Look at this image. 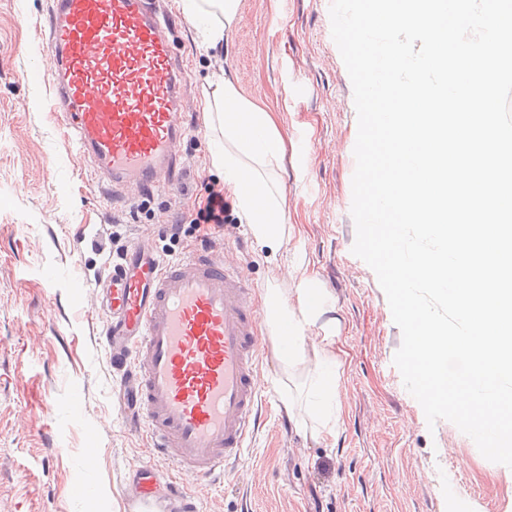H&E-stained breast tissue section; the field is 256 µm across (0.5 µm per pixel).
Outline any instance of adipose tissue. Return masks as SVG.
I'll return each mask as SVG.
<instances>
[{
    "mask_svg": "<svg viewBox=\"0 0 512 512\" xmlns=\"http://www.w3.org/2000/svg\"><path fill=\"white\" fill-rule=\"evenodd\" d=\"M238 6L239 0H183L185 14L197 23L204 43L212 48L228 42ZM207 110L223 133L212 161L224 175L240 223L249 226L259 243L279 247L285 236L279 173L284 168L286 145L272 113L244 97L236 76L229 73ZM295 294V299H288L283 288L274 284L265 290L267 322L280 359L291 368L307 362L313 339L307 336L306 326L323 309L311 279H301ZM309 374L305 415L297 419L296 427L302 432H334L342 413L335 356L327 353L317 358Z\"/></svg>",
    "mask_w": 512,
    "mask_h": 512,
    "instance_id": "obj_1",
    "label": "adipose tissue"
}]
</instances>
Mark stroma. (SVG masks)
I'll use <instances>...</instances> for the list:
<instances>
[{
	"label": "stroma",
	"instance_id": "stroma-1",
	"mask_svg": "<svg viewBox=\"0 0 512 512\" xmlns=\"http://www.w3.org/2000/svg\"><path fill=\"white\" fill-rule=\"evenodd\" d=\"M331 0H240L231 39L206 47L197 27L177 28L192 95L177 186L106 207L38 74L49 0H0V512H134L125 478L149 460L128 431L113 389L119 376L100 339L103 319L87 284L122 245L153 244L161 261L200 248L174 243L178 190L200 196L223 182L206 110L212 77L231 72L246 98L275 112L288 146L280 177L292 230L277 250L248 225L213 229L210 248L239 265L257 292L314 277L332 315L311 319L339 360L343 410L335 435L302 434L288 415V372L270 330L259 367L268 386L255 443L224 483L191 485L198 512H512V468L485 459L453 423L428 427L394 364L402 334L374 271L352 252L353 87L331 35ZM96 449L87 466V449ZM93 492H84L85 483Z\"/></svg>",
	"mask_w": 512,
	"mask_h": 512
}]
</instances>
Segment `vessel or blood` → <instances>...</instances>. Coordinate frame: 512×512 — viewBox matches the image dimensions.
<instances>
[{
	"label": "vessel or blood",
	"mask_w": 512,
	"mask_h": 512,
	"mask_svg": "<svg viewBox=\"0 0 512 512\" xmlns=\"http://www.w3.org/2000/svg\"><path fill=\"white\" fill-rule=\"evenodd\" d=\"M172 32L156 0H50L47 106L107 201L175 179L189 84ZM93 294L128 396L124 423L175 464L171 476L138 466L124 494L148 512H197L186 483L225 474L257 428L267 311L241 267L207 250L162 266L146 243L128 247Z\"/></svg>",
	"instance_id": "b4317fda"
}]
</instances>
